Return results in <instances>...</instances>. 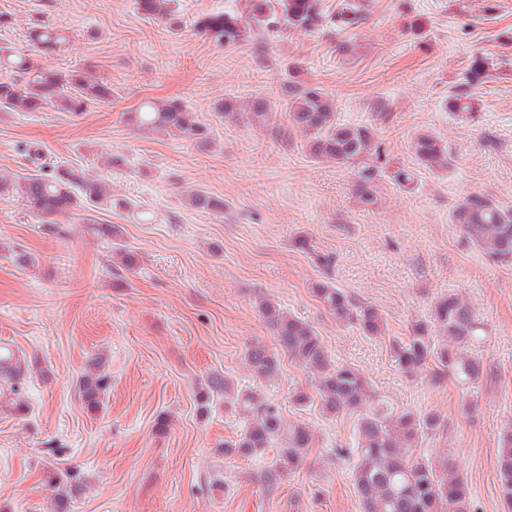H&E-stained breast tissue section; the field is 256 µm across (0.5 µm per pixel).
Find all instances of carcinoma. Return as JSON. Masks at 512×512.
<instances>
[{"label":"carcinoma","instance_id":"cac0c4a2","mask_svg":"<svg viewBox=\"0 0 512 512\" xmlns=\"http://www.w3.org/2000/svg\"><path fill=\"white\" fill-rule=\"evenodd\" d=\"M173 0H138L139 9L153 18L178 28ZM246 12L224 10L206 14L196 28L224 44L240 45L253 35L268 32H311L326 25L323 0H246ZM365 19L361 0H339L333 23L342 32L359 27ZM31 40L43 52H56L65 41L52 27L38 24ZM0 66L17 76L0 81V112H39L52 106L62 112H82L87 105L112 95L111 87L81 70L39 71L25 56L0 60ZM493 62L484 56L472 58L464 80L448 91V111L465 120L478 112L476 89L491 75ZM279 105L289 124L303 138L309 157L317 162L347 167L353 176V190L367 207L376 204L379 183L389 180L409 192L416 186V168L392 166L378 131L371 124L344 123L336 118V99L320 84L300 76L291 66L280 85ZM273 102L256 99L243 109L235 100H224L217 110L224 118L246 126L266 123ZM127 120L141 131H159L186 142L205 146L210 131L177 99L151 100ZM417 168L446 171L451 165L448 145L430 131L418 133L412 142ZM0 192L17 196L29 212L43 219L66 214L86 205L108 204L126 209L129 202L112 198L102 181L85 178L71 168L61 167L50 175L33 174L21 179L0 172ZM190 207L201 211H222L224 201L200 190L188 197ZM452 222L461 232V244L479 252L492 264L512 265V208L495 198L472 193L454 209ZM91 229L112 241L118 265L133 268L138 257L127 249L120 224H93ZM319 302L339 323L355 325L365 336L386 335V317L375 305L357 302L327 277L312 284ZM259 312L272 329L277 348L254 344L246 352L256 378L271 381L279 376L282 355L318 373L316 393L329 415L343 411L357 414L353 447L357 462L353 481L362 512H478L467 479L449 460L437 463L414 453L418 441L441 426L431 412L397 410L376 397L367 379L353 366L334 360L321 336L306 320L287 313L274 299L259 304ZM485 329L473 307L455 291L444 293L431 304L428 316L411 325L409 336L389 340L390 354L397 368L409 375L428 372L444 376L459 386L469 385L487 374L481 357L474 352L484 341ZM28 370L24 362L10 354L0 355V393L13 396L11 410L26 411L21 397ZM109 377L83 372L78 391L85 407L96 412L104 405ZM224 395V401L246 415L239 437L224 442V456H253L269 448L277 457L267 479L271 484L291 475L306 460L314 435L308 424L285 420L280 404L253 391H237L220 374L210 375L198 391V409L205 413L211 396ZM499 489L507 509H512V423L502 430L497 450ZM56 489L55 512H64L68 500L81 490L79 478L69 468L58 469L50 477Z\"/></svg>","mask_w":512,"mask_h":512}]
</instances>
